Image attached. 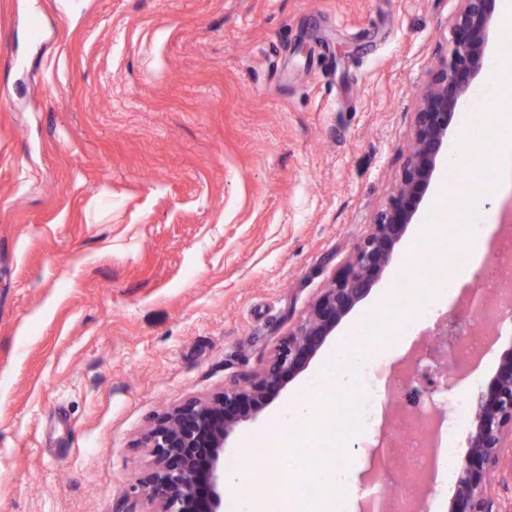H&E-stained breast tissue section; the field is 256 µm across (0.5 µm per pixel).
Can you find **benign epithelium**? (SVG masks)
<instances>
[{
  "instance_id": "benign-epithelium-1",
  "label": "benign epithelium",
  "mask_w": 512,
  "mask_h": 512,
  "mask_svg": "<svg viewBox=\"0 0 512 512\" xmlns=\"http://www.w3.org/2000/svg\"><path fill=\"white\" fill-rule=\"evenodd\" d=\"M448 57L431 71L412 113L411 140L399 184L352 250L347 264L309 304L305 315L280 339L266 363L240 382L207 398L190 397L152 418L137 442L151 457L139 480L151 512H223L224 443L243 422L300 373L333 335L337 325L369 293L390 264L396 245L418 223L435 172L448 155L455 112L486 60L489 33L500 0H460ZM455 312L435 323L427 354L435 363L425 385L448 387L442 350ZM469 452L456 480L450 512H499L493 493L497 473L512 470V350L489 382L474 394Z\"/></svg>"
}]
</instances>
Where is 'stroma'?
Masks as SVG:
<instances>
[{
    "label": "stroma",
    "instance_id": "1",
    "mask_svg": "<svg viewBox=\"0 0 512 512\" xmlns=\"http://www.w3.org/2000/svg\"><path fill=\"white\" fill-rule=\"evenodd\" d=\"M459 0H0V512H120L158 413L259 369L398 182ZM370 294L224 447L243 493L275 412ZM512 330L450 378L486 382Z\"/></svg>",
    "mask_w": 512,
    "mask_h": 512
}]
</instances>
